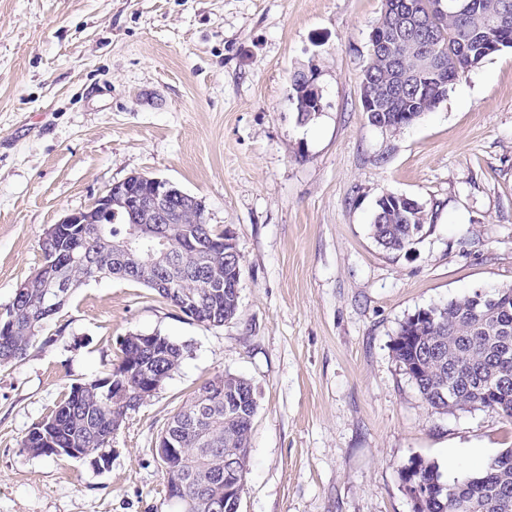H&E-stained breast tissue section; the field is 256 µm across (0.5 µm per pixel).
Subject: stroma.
I'll list each match as a JSON object with an SVG mask.
<instances>
[{"label": "stroma", "instance_id": "35a3bbf8", "mask_svg": "<svg viewBox=\"0 0 512 512\" xmlns=\"http://www.w3.org/2000/svg\"><path fill=\"white\" fill-rule=\"evenodd\" d=\"M384 0H0V310L48 228L134 174L202 198L243 259L236 317L192 320L122 278L76 288L0 366V512H170L159 433L203 383L249 379L258 407L240 512H412V458L444 478L512 448V419L440 414L392 352L421 309L512 287V50L431 112L369 123L360 76ZM323 110L298 118L294 72ZM433 216L410 252L370 224L386 194ZM131 333L184 345L129 412L109 467L20 442Z\"/></svg>", "mask_w": 512, "mask_h": 512}]
</instances>
